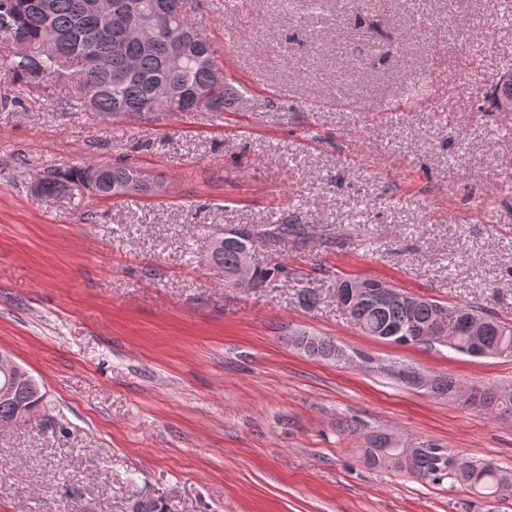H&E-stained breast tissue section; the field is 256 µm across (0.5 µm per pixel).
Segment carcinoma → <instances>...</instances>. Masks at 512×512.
I'll use <instances>...</instances> for the list:
<instances>
[{"label": "carcinoma", "instance_id": "obj_1", "mask_svg": "<svg viewBox=\"0 0 512 512\" xmlns=\"http://www.w3.org/2000/svg\"><path fill=\"white\" fill-rule=\"evenodd\" d=\"M115 0H0V77L24 86L46 88L52 84L76 86L75 100L86 112L117 114L139 113L146 118L153 112H222L232 95L227 82L214 81L213 72L221 67L214 51L198 29L178 63L172 62L175 47L171 39L158 35L145 40L118 25L112 3ZM139 19L149 25L159 19L160 0H138ZM111 31L103 42L88 43L84 32L89 27ZM493 100L503 112L512 111V76L494 84ZM139 180L144 187L155 184L139 169L128 165L89 162L81 167H57L40 182V193L53 196L71 184H78L104 200L131 195L129 185ZM267 234L274 238L301 240L305 228L288 219L273 225ZM254 232L246 235L229 231L216 239L210 262L229 274L242 251L252 245ZM395 296L380 302L373 293L342 304L359 329L375 338L399 345L428 346L424 337L444 317L447 346L474 355V340L468 331L472 319L485 321L480 341L512 356V326L497 321L475 305L443 306L422 299L409 306L406 292L394 289ZM292 345L305 355L334 362L341 347L325 336L298 330L290 337ZM437 397L460 401L468 408L498 417L512 415V393L505 394L484 385L465 389L448 373L434 374ZM34 402L27 388L18 387L16 397L0 398V422L20 415V407ZM364 463L373 469H386L408 475L421 482L464 487L486 497L512 493V476L459 457L436 444L404 448L389 443L382 432L367 435L360 449Z\"/></svg>", "mask_w": 512, "mask_h": 512}]
</instances>
